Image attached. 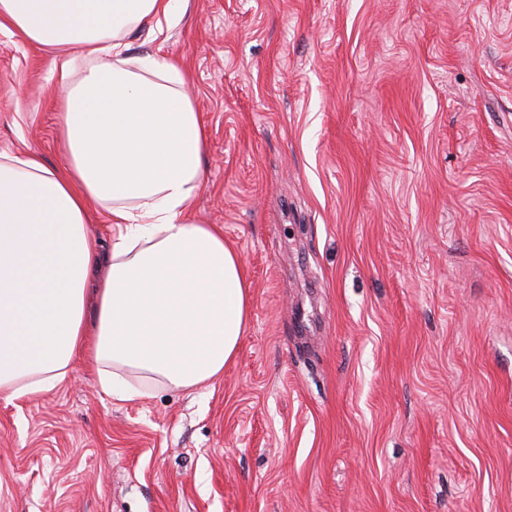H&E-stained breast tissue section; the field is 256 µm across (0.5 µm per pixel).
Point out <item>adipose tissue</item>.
<instances>
[{
	"mask_svg": "<svg viewBox=\"0 0 512 512\" xmlns=\"http://www.w3.org/2000/svg\"><path fill=\"white\" fill-rule=\"evenodd\" d=\"M188 0H0V28L61 49L64 171L33 152L0 156V393L49 391L86 356L113 399L147 380L175 392L211 383L250 314L240 254L197 223L205 136L175 59L128 55ZM106 207L113 243L84 224Z\"/></svg>",
	"mask_w": 512,
	"mask_h": 512,
	"instance_id": "ef3b65f1",
	"label": "adipose tissue"
}]
</instances>
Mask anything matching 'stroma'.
I'll list each match as a JSON object with an SVG mask.
<instances>
[{
	"label": "stroma",
	"mask_w": 512,
	"mask_h": 512,
	"mask_svg": "<svg viewBox=\"0 0 512 512\" xmlns=\"http://www.w3.org/2000/svg\"><path fill=\"white\" fill-rule=\"evenodd\" d=\"M194 218L243 259L236 357L118 402L0 396V512H512V0H190ZM56 50L0 31V154L61 169Z\"/></svg>",
	"instance_id": "stroma-1"
}]
</instances>
